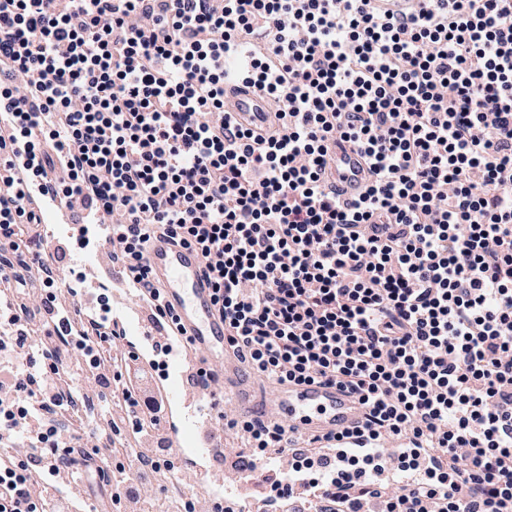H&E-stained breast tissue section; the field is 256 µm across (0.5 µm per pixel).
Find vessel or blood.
<instances>
[{"mask_svg": "<svg viewBox=\"0 0 512 512\" xmlns=\"http://www.w3.org/2000/svg\"><path fill=\"white\" fill-rule=\"evenodd\" d=\"M225 91L239 116L267 118V102L254 87L230 83ZM31 165L28 149L19 144L0 175L22 178L25 196L39 216L42 248L63 251L54 228L65 224L70 235H81L88 201L81 195L60 201L45 181L29 178ZM329 173L330 183L346 199L357 196L368 179L361 156L345 148L332 155ZM117 233V227L105 225L103 241L80 259L83 276L75 298L88 318L98 319V292L110 295V323L134 353L136 370L153 384L162 406L159 428L179 461L184 483L204 481L215 498L231 489L248 502L256 500L253 482L240 480V458L227 450L224 429L216 421L223 396L234 401L242 418L278 419L294 437L296 449H305L310 436L321 437L327 463L363 456L373 448L372 440L353 435L365 407L352 391L325 383L261 389L247 362L224 343V320L213 309V286L195 250L176 244L163 230L151 231L145 261L160 290L154 299L113 261L108 240Z\"/></svg>", "mask_w": 512, "mask_h": 512, "instance_id": "b4317fda", "label": "vessel or blood"}]
</instances>
